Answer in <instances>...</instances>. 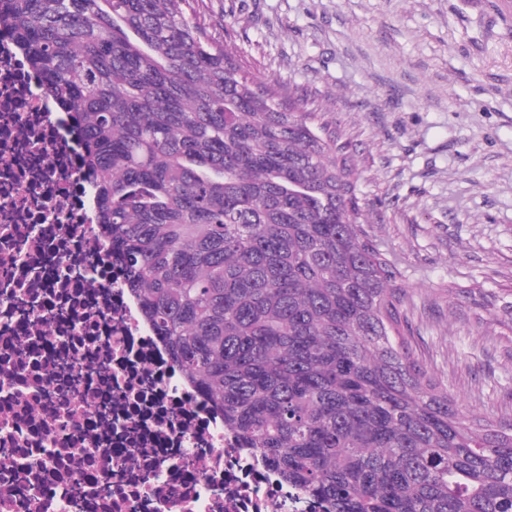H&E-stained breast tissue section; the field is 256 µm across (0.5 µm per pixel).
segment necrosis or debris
Returning <instances> with one entry per match:
<instances>
[{"mask_svg": "<svg viewBox=\"0 0 512 512\" xmlns=\"http://www.w3.org/2000/svg\"><path fill=\"white\" fill-rule=\"evenodd\" d=\"M0 38V512H322L185 382Z\"/></svg>", "mask_w": 512, "mask_h": 512, "instance_id": "4bbe7bcc", "label": "necrosis or debris"}]
</instances>
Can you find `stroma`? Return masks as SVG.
<instances>
[{"mask_svg":"<svg viewBox=\"0 0 512 512\" xmlns=\"http://www.w3.org/2000/svg\"><path fill=\"white\" fill-rule=\"evenodd\" d=\"M257 83L323 112L405 334L466 415L512 412V0H190Z\"/></svg>","mask_w":512,"mask_h":512,"instance_id":"obj_1","label":"stroma"}]
</instances>
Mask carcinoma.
<instances>
[{"label": "carcinoma", "instance_id": "cac0c4a2", "mask_svg": "<svg viewBox=\"0 0 512 512\" xmlns=\"http://www.w3.org/2000/svg\"><path fill=\"white\" fill-rule=\"evenodd\" d=\"M186 0H0L68 114L97 233L175 364L324 512H512V416L415 360L356 169Z\"/></svg>", "mask_w": 512, "mask_h": 512}]
</instances>
